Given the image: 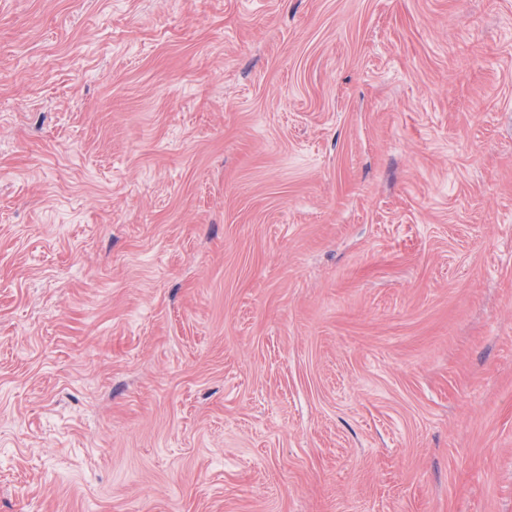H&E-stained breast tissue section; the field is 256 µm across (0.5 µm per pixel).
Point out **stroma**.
Here are the masks:
<instances>
[{
	"label": "stroma",
	"instance_id": "35a3bbf8",
	"mask_svg": "<svg viewBox=\"0 0 512 512\" xmlns=\"http://www.w3.org/2000/svg\"><path fill=\"white\" fill-rule=\"evenodd\" d=\"M0 512H512V0H0Z\"/></svg>",
	"mask_w": 512,
	"mask_h": 512
}]
</instances>
